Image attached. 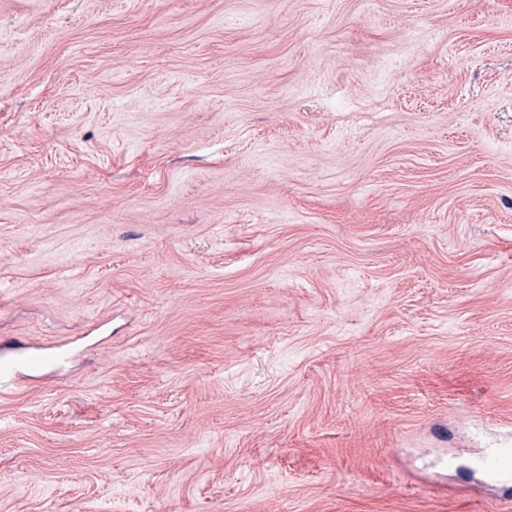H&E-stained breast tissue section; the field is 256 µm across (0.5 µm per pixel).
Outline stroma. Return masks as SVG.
<instances>
[{
    "instance_id": "1",
    "label": "stroma",
    "mask_w": 512,
    "mask_h": 512,
    "mask_svg": "<svg viewBox=\"0 0 512 512\" xmlns=\"http://www.w3.org/2000/svg\"><path fill=\"white\" fill-rule=\"evenodd\" d=\"M0 512H512V0H0ZM57 360V356H49L25 345H3L0 348L1 395L42 380L47 376L46 370ZM484 469L499 481L508 483L512 480V448H505L482 463Z\"/></svg>"
}]
</instances>
